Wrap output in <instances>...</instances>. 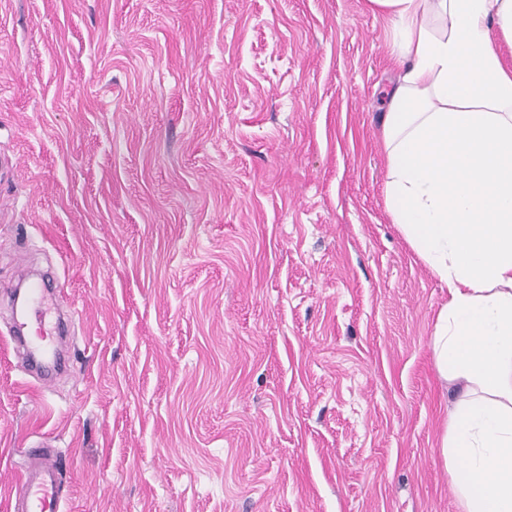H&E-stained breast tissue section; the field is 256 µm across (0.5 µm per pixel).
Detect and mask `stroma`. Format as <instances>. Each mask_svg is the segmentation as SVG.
Returning a JSON list of instances; mask_svg holds the SVG:
<instances>
[{"mask_svg": "<svg viewBox=\"0 0 512 512\" xmlns=\"http://www.w3.org/2000/svg\"><path fill=\"white\" fill-rule=\"evenodd\" d=\"M367 0H0V290L74 313L41 382L0 305V512H458L448 288L384 204ZM36 462L21 471L11 488V512H61L59 487L68 460L53 456L48 448H30Z\"/></svg>", "mask_w": 512, "mask_h": 512, "instance_id": "1", "label": "stroma"}]
</instances>
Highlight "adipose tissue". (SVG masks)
<instances>
[{"label":"adipose tissue","mask_w":512,"mask_h":512,"mask_svg":"<svg viewBox=\"0 0 512 512\" xmlns=\"http://www.w3.org/2000/svg\"><path fill=\"white\" fill-rule=\"evenodd\" d=\"M401 73L384 201L448 288L431 337L453 391L439 437L459 512H512V0H369Z\"/></svg>","instance_id":"1"}]
</instances>
